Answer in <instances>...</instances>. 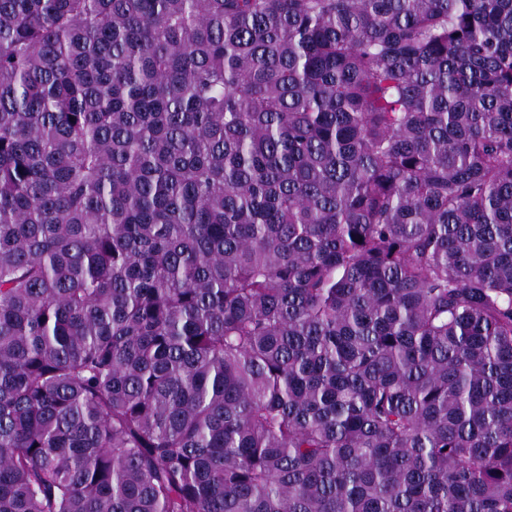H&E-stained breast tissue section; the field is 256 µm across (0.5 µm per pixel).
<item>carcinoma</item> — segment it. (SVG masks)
Returning a JSON list of instances; mask_svg holds the SVG:
<instances>
[{
	"label": "carcinoma",
	"instance_id": "carcinoma-1",
	"mask_svg": "<svg viewBox=\"0 0 512 512\" xmlns=\"http://www.w3.org/2000/svg\"><path fill=\"white\" fill-rule=\"evenodd\" d=\"M0 512H512V0H0Z\"/></svg>",
	"mask_w": 512,
	"mask_h": 512
}]
</instances>
